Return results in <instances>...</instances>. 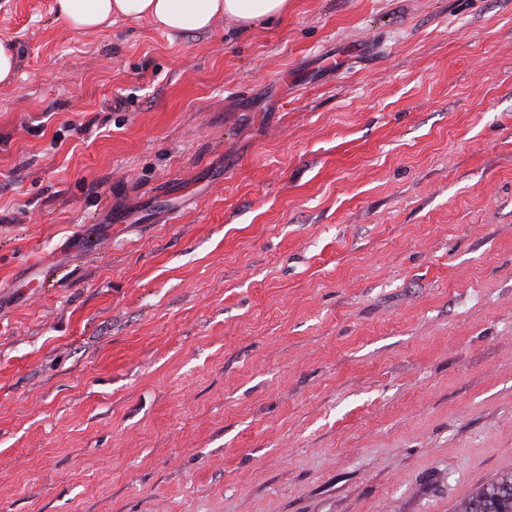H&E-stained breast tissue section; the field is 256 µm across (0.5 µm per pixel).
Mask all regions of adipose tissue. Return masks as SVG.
<instances>
[{
  "mask_svg": "<svg viewBox=\"0 0 512 512\" xmlns=\"http://www.w3.org/2000/svg\"><path fill=\"white\" fill-rule=\"evenodd\" d=\"M56 17L70 29L93 32L116 18L145 19L176 34L212 29L224 17L251 24L287 13L288 0H56Z\"/></svg>",
  "mask_w": 512,
  "mask_h": 512,
  "instance_id": "1",
  "label": "adipose tissue"
}]
</instances>
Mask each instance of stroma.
I'll return each mask as SVG.
<instances>
[{
    "label": "stroma",
    "instance_id": "1",
    "mask_svg": "<svg viewBox=\"0 0 512 512\" xmlns=\"http://www.w3.org/2000/svg\"><path fill=\"white\" fill-rule=\"evenodd\" d=\"M0 41V512H462L512 472V0H0ZM55 11L59 21L77 31H97L122 17L186 34L208 31L224 16L249 25L284 15L288 0H56ZM18 66L15 49L7 43L0 42V83H8L16 74Z\"/></svg>",
    "mask_w": 512,
    "mask_h": 512
}]
</instances>
